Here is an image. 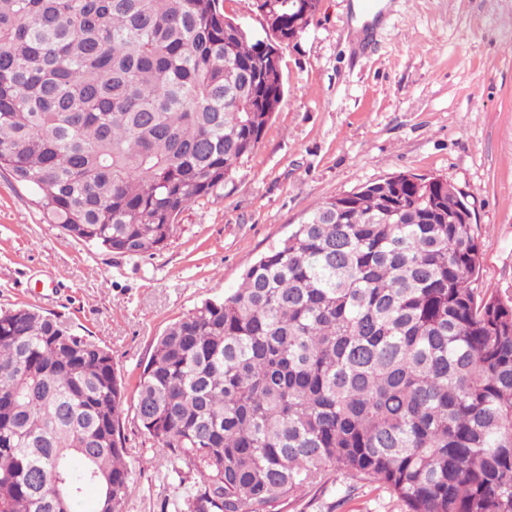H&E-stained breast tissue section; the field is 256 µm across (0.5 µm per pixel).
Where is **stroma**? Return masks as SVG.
Masks as SVG:
<instances>
[{
	"label": "stroma",
	"mask_w": 512,
	"mask_h": 512,
	"mask_svg": "<svg viewBox=\"0 0 512 512\" xmlns=\"http://www.w3.org/2000/svg\"><path fill=\"white\" fill-rule=\"evenodd\" d=\"M353 0H320L281 48L285 94L258 147L178 217L154 255L111 254L43 223L0 173V307L61 315L112 353L126 386L133 471L125 512H163L196 472L158 453L135 386L169 324L244 271L325 199L399 174L442 176L467 199L479 287L512 296V0H387L376 50L352 54ZM289 512H403L377 485L332 477Z\"/></svg>",
	"instance_id": "obj_1"
}]
</instances>
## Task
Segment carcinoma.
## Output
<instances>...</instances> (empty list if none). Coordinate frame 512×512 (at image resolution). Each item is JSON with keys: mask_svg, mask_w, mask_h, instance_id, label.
<instances>
[{"mask_svg": "<svg viewBox=\"0 0 512 512\" xmlns=\"http://www.w3.org/2000/svg\"><path fill=\"white\" fill-rule=\"evenodd\" d=\"M288 37V0H264ZM266 31L224 0H0V171L43 222L154 254L284 96ZM444 178L325 200L158 337L136 416L199 481L177 512H287L335 472L404 512H512V299ZM125 390L61 316L0 309V512H124Z\"/></svg>", "mask_w": 512, "mask_h": 512, "instance_id": "carcinoma-1", "label": "carcinoma"}]
</instances>
